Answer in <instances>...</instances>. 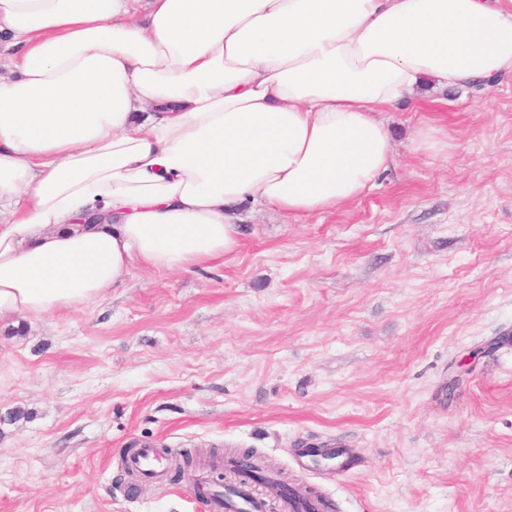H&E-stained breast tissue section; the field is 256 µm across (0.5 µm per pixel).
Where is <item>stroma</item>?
Listing matches in <instances>:
<instances>
[{
	"label": "stroma",
	"mask_w": 512,
	"mask_h": 512,
	"mask_svg": "<svg viewBox=\"0 0 512 512\" xmlns=\"http://www.w3.org/2000/svg\"><path fill=\"white\" fill-rule=\"evenodd\" d=\"M434 97L383 112L356 202L243 206L229 258L0 322V512H210L206 468L124 496L146 444L253 451L338 512H512V346L472 354L512 332V75ZM309 443L351 469L299 467Z\"/></svg>",
	"instance_id": "stroma-1"
}]
</instances>
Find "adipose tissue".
<instances>
[{"mask_svg": "<svg viewBox=\"0 0 512 512\" xmlns=\"http://www.w3.org/2000/svg\"><path fill=\"white\" fill-rule=\"evenodd\" d=\"M0 319L194 272L239 208L322 214L387 169L381 111L512 74L502 0H0Z\"/></svg>", "mask_w": 512, "mask_h": 512, "instance_id": "1", "label": "adipose tissue"}]
</instances>
